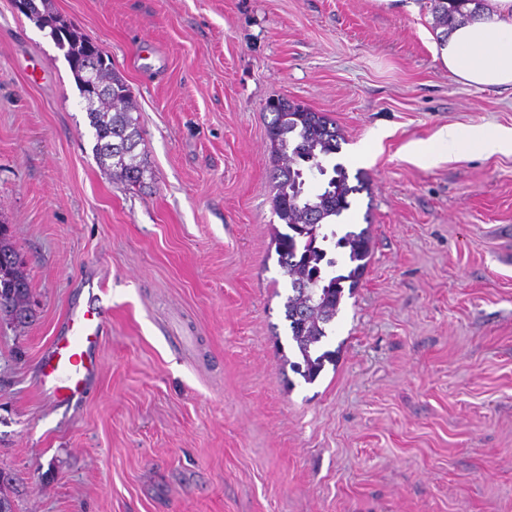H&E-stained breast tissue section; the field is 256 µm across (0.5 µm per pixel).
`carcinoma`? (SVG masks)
I'll return each mask as SVG.
<instances>
[{
	"label": "carcinoma",
	"instance_id": "cac0c4a2",
	"mask_svg": "<svg viewBox=\"0 0 512 512\" xmlns=\"http://www.w3.org/2000/svg\"><path fill=\"white\" fill-rule=\"evenodd\" d=\"M488 0H431L433 30L446 36L460 21L479 17ZM24 13L40 28L50 29L58 49L77 80L84 109L93 129V153L97 162L113 178L137 183L148 172L141 153L137 106L125 80L112 68V60L93 42L54 13L49 0H25ZM94 55L96 75L84 68V60ZM272 119L266 135L272 160V180L276 193L275 213L288 228L277 234L278 263L288 276L290 292L284 303L290 338L299 360H283L307 383L314 382L325 362L336 352H319L328 326L336 319L344 291L357 288L370 252L369 228L337 235L331 221L351 207V197L367 189V176L358 171L349 176L346 167L333 162L343 137L336 122L286 98H272L266 104ZM317 173L328 176L316 193L305 190L306 179ZM355 183H350V180ZM348 250L347 273L325 278L322 266H337L328 256L332 249ZM31 288L23 261L14 247L8 227L0 224V320L15 325L31 314ZM12 477L0 470V512H14L7 493Z\"/></svg>",
	"mask_w": 512,
	"mask_h": 512
}]
</instances>
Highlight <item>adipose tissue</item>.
Masks as SVG:
<instances>
[{"label": "adipose tissue", "instance_id": "ef3b65f1", "mask_svg": "<svg viewBox=\"0 0 512 512\" xmlns=\"http://www.w3.org/2000/svg\"><path fill=\"white\" fill-rule=\"evenodd\" d=\"M494 3L491 14L459 23L440 55L449 73L469 84L512 87V0ZM450 143L485 156L506 153L512 151V128L448 127L440 132L435 145L416 148L413 156L424 160Z\"/></svg>", "mask_w": 512, "mask_h": 512}]
</instances>
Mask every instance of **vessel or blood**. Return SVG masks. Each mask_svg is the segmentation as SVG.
<instances>
[{
    "mask_svg": "<svg viewBox=\"0 0 512 512\" xmlns=\"http://www.w3.org/2000/svg\"><path fill=\"white\" fill-rule=\"evenodd\" d=\"M101 313L90 309L71 312L59 335L42 355L40 389L57 403L82 400L99 372L95 350L101 339Z\"/></svg>",
    "mask_w": 512,
    "mask_h": 512,
    "instance_id": "1",
    "label": "vessel or blood"
}]
</instances>
